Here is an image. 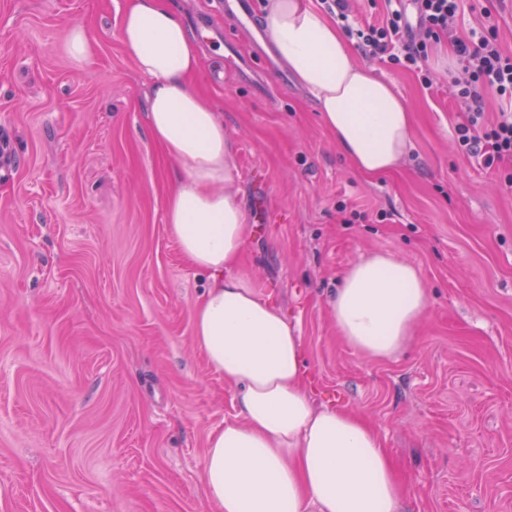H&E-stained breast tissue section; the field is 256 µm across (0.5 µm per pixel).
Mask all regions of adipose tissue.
Instances as JSON below:
<instances>
[{"label": "adipose tissue", "mask_w": 512, "mask_h": 512, "mask_svg": "<svg viewBox=\"0 0 512 512\" xmlns=\"http://www.w3.org/2000/svg\"><path fill=\"white\" fill-rule=\"evenodd\" d=\"M261 20L356 170L375 177L396 168L411 144L405 100L356 63L307 0H264ZM118 36L151 81L149 135L178 169L166 230L208 276L192 308L194 343L209 371L238 390L239 420L206 440L208 498L217 512H404L409 490L376 430L356 413L315 406L296 325L235 271L250 229L234 190L233 145L212 101L191 86L201 57L183 17L167 0H128ZM429 304L421 271L385 253L348 268L329 299L339 336L374 361L402 350Z\"/></svg>", "instance_id": "1"}]
</instances>
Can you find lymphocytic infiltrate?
<instances>
[{
	"mask_svg": "<svg viewBox=\"0 0 512 512\" xmlns=\"http://www.w3.org/2000/svg\"><path fill=\"white\" fill-rule=\"evenodd\" d=\"M412 2L413 12L392 11L385 22L359 32L365 55L378 58L388 53L394 43H401L403 67L418 72L422 84L428 86L432 80L423 66L428 46L441 35H451L455 53L466 74L458 90L467 107L463 121L456 126L458 145L490 169L512 161V116L501 117L491 124L483 120L484 91L512 97V54L501 48L496 26L485 27L478 38L463 39L453 34V23L463 0Z\"/></svg>",
	"mask_w": 512,
	"mask_h": 512,
	"instance_id": "obj_1",
	"label": "lymphocytic infiltrate"
}]
</instances>
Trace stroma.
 <instances>
[{
    "label": "stroma",
    "mask_w": 512,
    "mask_h": 512,
    "mask_svg": "<svg viewBox=\"0 0 512 512\" xmlns=\"http://www.w3.org/2000/svg\"><path fill=\"white\" fill-rule=\"evenodd\" d=\"M127 0H0V512H215L208 434L236 420L235 389L210 373L191 310L207 283L167 233L177 167L146 126L150 83L118 28ZM202 59L192 83L234 148L250 238L238 270L271 295L306 348L313 401L353 410L408 484L406 512H512V162L484 169L459 148L461 70L428 52L433 77L356 54L408 103L411 146L366 177L321 126L296 81L265 91L222 50L213 0H169ZM401 0H357L339 30L381 22ZM512 51V0H468ZM95 56L73 63V26ZM390 253L422 272L429 307L399 354L363 359L328 299L360 258Z\"/></svg>",
    "instance_id": "obj_1"
}]
</instances>
